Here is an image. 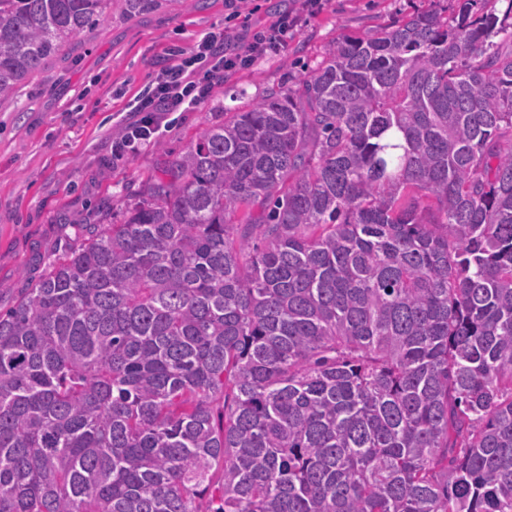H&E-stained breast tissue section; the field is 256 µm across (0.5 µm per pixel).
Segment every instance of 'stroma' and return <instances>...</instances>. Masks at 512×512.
<instances>
[{"instance_id":"1","label":"stroma","mask_w":512,"mask_h":512,"mask_svg":"<svg viewBox=\"0 0 512 512\" xmlns=\"http://www.w3.org/2000/svg\"><path fill=\"white\" fill-rule=\"evenodd\" d=\"M430 4L324 0L320 13L302 17L286 49L226 76L196 109L177 113L155 143L118 157L112 143L130 101L168 65L170 50L190 52L204 34L223 31L230 10L224 0H166L134 15L124 0H112L102 20L0 101V311L33 287L50 261L98 234L131 192L161 175L225 113L307 75L339 35L365 34Z\"/></svg>"}]
</instances>
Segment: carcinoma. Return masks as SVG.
<instances>
[{
	"label": "carcinoma",
	"instance_id": "carcinoma-1",
	"mask_svg": "<svg viewBox=\"0 0 512 512\" xmlns=\"http://www.w3.org/2000/svg\"><path fill=\"white\" fill-rule=\"evenodd\" d=\"M110 0H0V100ZM0 313V512H512V0L224 113Z\"/></svg>",
	"mask_w": 512,
	"mask_h": 512
}]
</instances>
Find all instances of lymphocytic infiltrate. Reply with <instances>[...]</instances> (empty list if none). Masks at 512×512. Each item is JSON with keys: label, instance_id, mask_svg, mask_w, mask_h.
I'll return each mask as SVG.
<instances>
[{"label": "lymphocytic infiltrate", "instance_id": "obj_1", "mask_svg": "<svg viewBox=\"0 0 512 512\" xmlns=\"http://www.w3.org/2000/svg\"><path fill=\"white\" fill-rule=\"evenodd\" d=\"M295 22V16L284 13L264 32H253L245 26L228 27L222 33L204 35L190 55L175 52L173 63L158 73L151 92L131 104L132 119L116 142L115 153L138 151L159 135L168 113L198 107L224 72L251 65L268 52L286 48Z\"/></svg>", "mask_w": 512, "mask_h": 512}]
</instances>
